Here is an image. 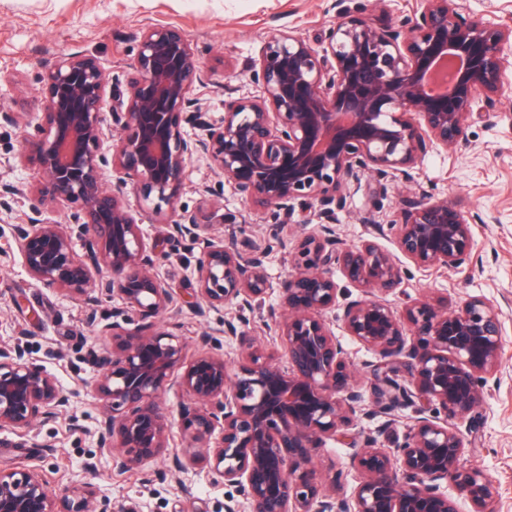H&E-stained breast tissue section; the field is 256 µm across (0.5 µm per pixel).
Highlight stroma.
<instances>
[{"label": "stroma", "mask_w": 512, "mask_h": 512, "mask_svg": "<svg viewBox=\"0 0 512 512\" xmlns=\"http://www.w3.org/2000/svg\"><path fill=\"white\" fill-rule=\"evenodd\" d=\"M330 0H0V111L19 112L37 123L42 111L39 90L42 73L58 56L83 52L96 56L124 78L125 64L137 49L140 31L149 24L182 27L209 75L196 86L194 98L213 121L224 115L229 92L253 96L247 67L267 38L288 27L310 41L319 40L333 13ZM17 128L0 126V189L27 185L25 196L11 209H0V349L22 352L54 374L71 393V409L40 424L26 440L0 432V465H38L48 473L76 477L100 490L98 508L110 512L114 503H149L151 512H225L229 502H242L233 488L224 486L203 467L188 473L169 471L160 456L144 471H117L112 458L100 452L95 429L102 408L94 395L99 370L90 353L101 345L99 328L112 320V300L95 311L96 325L80 296H65L42 287L24 268L15 241V225L25 223L34 210L59 222L72 219V204L50 205L29 183L30 171L14 158L20 148ZM413 181L396 179L386 190L363 177L339 214L336 233L344 244L372 238V223L388 224L408 201L429 195L448 199L471 216L477 263L457 269L423 270L402 261L403 280L389 299L403 310L407 298L448 299L451 305L479 296L501 309L502 357L495 384L487 388L477 409L475 440L463 464L487 473L498 488L494 512H512V65L505 72L501 104L475 111L465 142L453 153L430 149L413 172ZM130 209L142 212L144 230L156 246L155 271L169 288L176 304L163 324L176 327L188 351H195L200 336L216 335L213 345L222 354L228 375L240 361L236 342L221 340L224 313L197 316L192 307L197 246L172 245L169 226L181 211L197 214L211 234L233 242L239 249L270 246L267 273L279 282L293 269L301 241L314 233L307 211L295 209L279 242H270L267 229L278 223L276 209L253 206L243 195L219 185L204 157L193 158L175 210L163 215L146 210L136 189H127ZM351 448L327 442L311 464L317 477L341 473L345 488L359 479L350 467ZM161 473L160 486L146 482L145 473Z\"/></svg>", "instance_id": "obj_1"}]
</instances>
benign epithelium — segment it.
Returning a JSON list of instances; mask_svg holds the SVG:
<instances>
[{
  "label": "benign epithelium",
  "instance_id": "benign-epithelium-1",
  "mask_svg": "<svg viewBox=\"0 0 512 512\" xmlns=\"http://www.w3.org/2000/svg\"><path fill=\"white\" fill-rule=\"evenodd\" d=\"M336 21L315 43L287 28L274 32L249 66L260 95L224 101L215 124L191 98L208 80L186 32L150 24L127 63L124 82L112 79L94 56H59L41 78L42 117L36 135L23 134L17 163L33 171L42 196L76 203L75 221L61 224L35 211L15 228L29 275L47 288L87 297L119 298L123 307L101 330L112 349L93 355L100 373V451L120 471H138L166 453L170 417L157 405L176 384L190 402L179 411L188 444L169 457L183 472L204 464L239 489L248 512H491L492 479L462 466L467 451L459 424L482 402L502 355L499 311L472 296L455 308L420 299L404 316L388 296L401 268L374 241L346 246L336 236L337 212L347 190L369 174L380 189L388 179H413V169L437 148L453 152L464 141L476 100L495 106L504 84L512 25L471 16L466 0H416L398 23L377 26L360 8L336 0ZM444 59L446 89L433 93L428 78ZM206 157L218 182L252 203L292 212L314 204L315 234L300 244L297 271L272 283L267 252L242 251L213 238L194 213L179 215L171 241L198 245L196 306L205 316L236 308L224 335L238 341L241 362L229 379L215 337H200L190 357L180 335L158 325L173 294L153 271L154 248L143 221L125 203L132 184L153 211L175 208L188 162ZM115 181L104 187L103 168ZM400 253L420 269H457L471 260L474 240L467 215L446 199L423 198L393 223ZM83 239V254L73 237ZM103 266L112 271L98 276ZM342 271L359 295L336 308ZM265 327L281 343L287 366L270 362L245 327L269 293ZM346 335L373 351L377 364L359 381L326 314ZM134 314L137 328H126ZM427 338L419 347L406 328ZM371 391L378 412L413 406L416 418L403 440L387 448L354 432ZM70 398L53 374L23 358L0 353V431L20 437L55 418ZM332 440L356 449L351 467L362 478L350 495L336 493L309 468ZM97 490L73 481L58 495L43 469L0 468V512H98Z\"/></svg>",
  "mask_w": 512,
  "mask_h": 512
}]
</instances>
